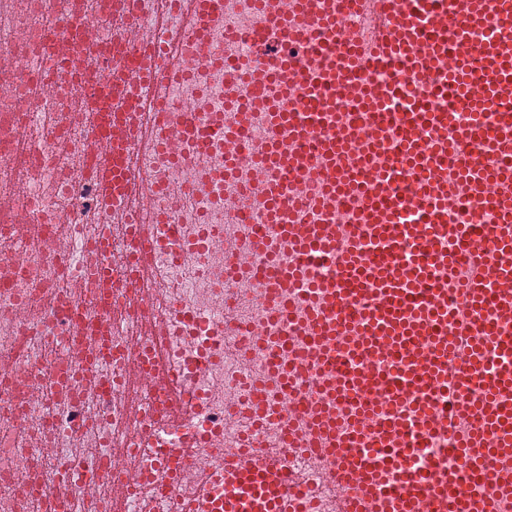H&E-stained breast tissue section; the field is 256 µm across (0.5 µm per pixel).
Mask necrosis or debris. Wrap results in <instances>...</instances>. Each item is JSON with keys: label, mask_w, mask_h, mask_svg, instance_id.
Listing matches in <instances>:
<instances>
[{"label": "necrosis or debris", "mask_w": 512, "mask_h": 512, "mask_svg": "<svg viewBox=\"0 0 512 512\" xmlns=\"http://www.w3.org/2000/svg\"><path fill=\"white\" fill-rule=\"evenodd\" d=\"M160 2L138 0L131 18L108 13L105 0H0V54L8 60L0 70V203L9 206L0 221V512H110L118 491L103 479L107 469L134 480L124 512H181V501L198 494L197 476L182 475L178 495L165 494L159 479L168 449L189 446L198 468H213L225 448L256 430L307 482L318 512H335L321 460L281 437L290 392L266 370L276 329L251 293L248 268L224 248L252 233L228 203L251 191L260 169L222 178L220 138L202 156L187 144L155 156L133 151V170L151 184L132 204L154 226V275L111 306L86 277L97 262L90 245L104 231L112 233V259H127L126 216L99 199L87 166L89 152L107 154L93 139L89 90L62 74L42 75L44 34L68 17L93 42L132 29L156 40ZM251 23L237 0H225L223 23L207 31L213 52L252 53ZM225 93L222 68L186 63L166 89L169 133L180 130L184 113L223 111ZM190 183L201 192L186 195ZM146 312L165 327L154 371L137 358ZM103 333L117 356L87 369ZM171 375L191 409L161 426L150 408ZM254 380L267 394L261 426L246 412L225 411Z\"/></svg>", "instance_id": "necrosis-or-debris-1"}]
</instances>
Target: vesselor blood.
<instances>
[{"instance_id":"1","label":"vessel or blood","mask_w":512,"mask_h":512,"mask_svg":"<svg viewBox=\"0 0 512 512\" xmlns=\"http://www.w3.org/2000/svg\"><path fill=\"white\" fill-rule=\"evenodd\" d=\"M365 0H292L287 12L259 10L252 40L253 99L272 88L307 108L271 113L254 145L248 113L233 125L239 164L264 163L269 175L256 197L281 218L291 265L262 261L266 225L248 249L253 277L267 285L280 325L270 366L296 382L301 364L319 374L318 393L300 398L284 427L293 439L308 424L305 445L333 466L342 495L336 512H475V493L498 481L469 458L470 441L512 458V0H366L377 24L368 41L337 38L338 22ZM180 23L167 39L172 53L122 37L95 48L97 62L125 65L99 82L98 131L114 149L96 184L112 203L140 186L125 137L140 103L173 79L191 40L212 61L205 26L222 21L224 0H177ZM70 20L47 36L45 72L71 71L85 57ZM482 28L507 40L474 42ZM276 31L277 49L266 44ZM425 82L412 92L413 78ZM469 116L466 128L453 119ZM223 124L185 113L183 132L207 152ZM96 267L104 301L119 283L99 242ZM338 336L353 344L330 348ZM479 395L467 396L473 380ZM188 408L164 393L161 419ZM480 414L477 429L447 434L448 417ZM446 436L451 463L408 462V451ZM186 512H315L309 490L287 465L259 446L225 449L221 467L202 480Z\"/></svg>"}]
</instances>
